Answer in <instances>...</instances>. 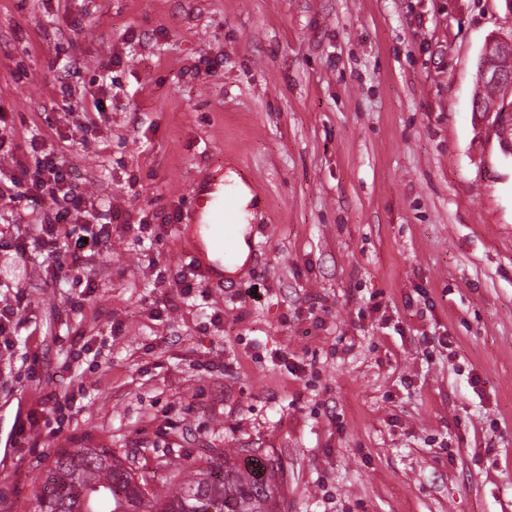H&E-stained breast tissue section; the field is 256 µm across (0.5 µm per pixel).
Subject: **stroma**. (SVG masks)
Listing matches in <instances>:
<instances>
[{
    "mask_svg": "<svg viewBox=\"0 0 512 512\" xmlns=\"http://www.w3.org/2000/svg\"><path fill=\"white\" fill-rule=\"evenodd\" d=\"M510 32L507 0H0V182L57 153L102 227L84 290L0 250V512L83 446L156 488L262 448L281 512H512V112L472 109ZM231 164L252 259L204 278L194 189ZM49 205L13 188L0 240Z\"/></svg>",
    "mask_w": 512,
    "mask_h": 512,
    "instance_id": "35a3bbf8",
    "label": "stroma"
}]
</instances>
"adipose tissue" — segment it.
<instances>
[{
	"label": "adipose tissue",
	"instance_id": "1",
	"mask_svg": "<svg viewBox=\"0 0 512 512\" xmlns=\"http://www.w3.org/2000/svg\"><path fill=\"white\" fill-rule=\"evenodd\" d=\"M226 181H232L237 190L238 204V222L230 229V234L235 241L236 264L228 266L224 263L223 252L217 246V243L208 228L212 219L210 210H203L200 216L202 229L200 236L195 239L194 246L196 250L205 256L206 260L212 265V273L214 276H222L225 274H234L236 268L247 266L251 260V240L250 222L254 218V210L251 206L252 194L249 187L243 181L242 177L235 171H227L225 175Z\"/></svg>",
	"mask_w": 512,
	"mask_h": 512
}]
</instances>
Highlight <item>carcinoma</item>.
<instances>
[{
    "label": "carcinoma",
    "mask_w": 512,
    "mask_h": 512,
    "mask_svg": "<svg viewBox=\"0 0 512 512\" xmlns=\"http://www.w3.org/2000/svg\"><path fill=\"white\" fill-rule=\"evenodd\" d=\"M246 453L243 464L221 448H203L181 479L149 491L147 477L105 448H66L36 495L35 512H279L281 465L270 454Z\"/></svg>",
    "instance_id": "1"
}]
</instances>
